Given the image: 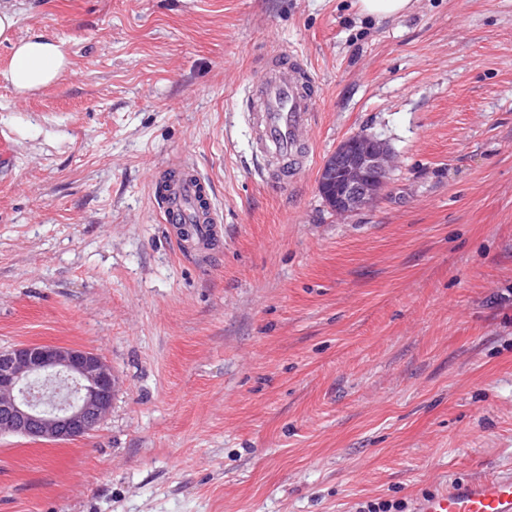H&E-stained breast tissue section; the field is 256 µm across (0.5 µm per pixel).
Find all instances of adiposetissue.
Returning a JSON list of instances; mask_svg holds the SVG:
<instances>
[{"label":"adipose tissue","mask_w":512,"mask_h":512,"mask_svg":"<svg viewBox=\"0 0 512 512\" xmlns=\"http://www.w3.org/2000/svg\"><path fill=\"white\" fill-rule=\"evenodd\" d=\"M20 12L13 0H0V44L11 51L9 65L0 79L25 96L58 83L69 71L70 57L62 43L35 34L16 39Z\"/></svg>","instance_id":"adipose-tissue-1"}]
</instances>
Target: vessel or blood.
<instances>
[{"label": "vessel or blood", "instance_id": "b4317fda", "mask_svg": "<svg viewBox=\"0 0 512 512\" xmlns=\"http://www.w3.org/2000/svg\"><path fill=\"white\" fill-rule=\"evenodd\" d=\"M318 98L307 64L282 50L268 55L261 82L245 91L242 110L251 128L253 151L276 160L278 176L292 178L305 166ZM208 187L193 171L158 193L166 223L177 230L189 226L193 240L202 247L217 236L222 222L206 201ZM415 512H512V475L452 484L421 497Z\"/></svg>", "mask_w": 512, "mask_h": 512}]
</instances>
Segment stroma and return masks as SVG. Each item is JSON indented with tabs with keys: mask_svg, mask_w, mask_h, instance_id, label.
<instances>
[{
	"mask_svg": "<svg viewBox=\"0 0 512 512\" xmlns=\"http://www.w3.org/2000/svg\"><path fill=\"white\" fill-rule=\"evenodd\" d=\"M59 84L0 85V349H93L112 409L62 444L0 436V512H415L512 472V0H16ZM319 87L310 164L261 175L239 110L270 48ZM395 166L337 216L326 158ZM222 216L185 253L154 181ZM361 15L382 20L401 16L411 9L412 0H354ZM393 161V151L385 140L353 135L325 160L318 190L337 216H348L379 197L389 180Z\"/></svg>",
	"mask_w": 512,
	"mask_h": 512,
	"instance_id": "35a3bbf8",
	"label": "stroma"
}]
</instances>
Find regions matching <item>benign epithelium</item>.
I'll list each match as a JSON object with an SVG mask.
<instances>
[{"label": "benign epithelium", "instance_id": "1", "mask_svg": "<svg viewBox=\"0 0 512 512\" xmlns=\"http://www.w3.org/2000/svg\"><path fill=\"white\" fill-rule=\"evenodd\" d=\"M394 154L377 137L356 134L325 160L318 190L340 217L371 205L386 186ZM71 389L64 398L44 400L42 380ZM116 387L112 366L97 352L57 344H21L0 350V436L15 435L59 444L91 432L112 408Z\"/></svg>", "mask_w": 512, "mask_h": 512}]
</instances>
